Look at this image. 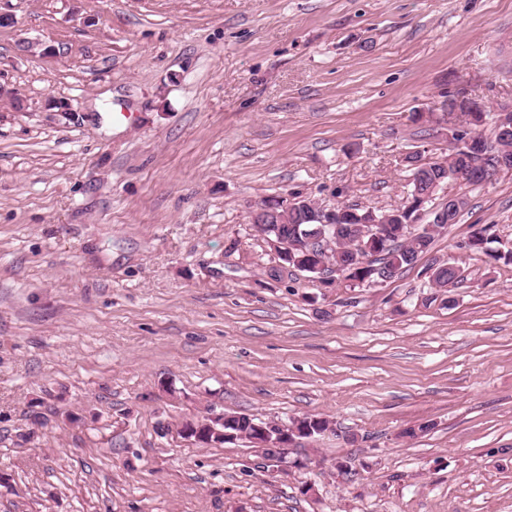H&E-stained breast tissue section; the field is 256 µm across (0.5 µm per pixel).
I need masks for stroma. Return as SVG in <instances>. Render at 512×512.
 Wrapping results in <instances>:
<instances>
[{"label":"stroma","mask_w":512,"mask_h":512,"mask_svg":"<svg viewBox=\"0 0 512 512\" xmlns=\"http://www.w3.org/2000/svg\"><path fill=\"white\" fill-rule=\"evenodd\" d=\"M0 14V512H512V265L463 247L512 246V173L377 287L284 271L249 223L292 192L400 205L401 157L448 150L417 112L512 106V0ZM210 407L330 429L280 474L186 441ZM491 226L486 225L474 233H471L467 247L471 252L483 254L495 262L503 261L504 263H512V250L504 247V250L492 248L489 245L496 241L493 234L490 233ZM430 270L432 281L441 286L452 284V288H457L464 280L458 275L459 268L449 262L434 263Z\"/></svg>","instance_id":"1"}]
</instances>
